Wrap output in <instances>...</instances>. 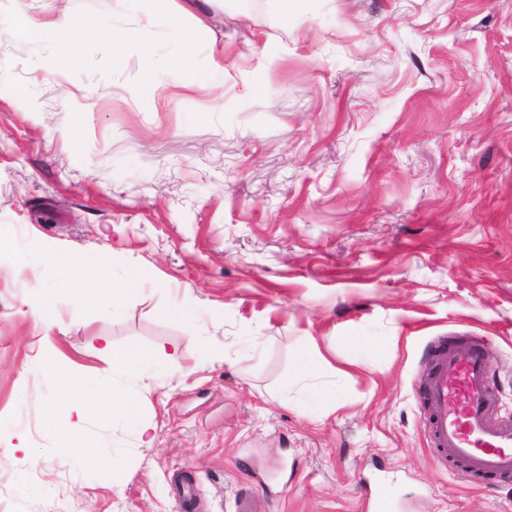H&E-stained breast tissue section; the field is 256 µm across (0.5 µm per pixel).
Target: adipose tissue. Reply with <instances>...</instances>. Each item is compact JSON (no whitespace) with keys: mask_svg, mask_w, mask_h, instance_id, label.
Wrapping results in <instances>:
<instances>
[{"mask_svg":"<svg viewBox=\"0 0 512 512\" xmlns=\"http://www.w3.org/2000/svg\"><path fill=\"white\" fill-rule=\"evenodd\" d=\"M41 29L44 36L54 41L59 53L57 68L68 71L72 68L74 59L79 51L76 37L79 33L95 28L93 21L80 13H66L54 22L39 26L29 19H22L18 24L20 35H28L33 29ZM98 29V28H95ZM100 35H107V28L98 29ZM58 270L64 271L72 286L71 298L75 304H105L120 307L128 292L135 290L146 281L150 272L141 265H132L122 283H114L109 274L102 269H91L83 266L79 259L73 256L59 257L55 263ZM97 351L103 356L111 357V369L116 375H130L137 372L141 366L148 363L151 357L171 360L177 355L176 349L159 348L155 353L144 352L135 345L124 349H114L111 340L102 336L98 339Z\"/></svg>","mask_w":512,"mask_h":512,"instance_id":"1","label":"adipose tissue"}]
</instances>
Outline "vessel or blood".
<instances>
[{
    "mask_svg": "<svg viewBox=\"0 0 512 512\" xmlns=\"http://www.w3.org/2000/svg\"><path fill=\"white\" fill-rule=\"evenodd\" d=\"M421 387L438 460L462 463L473 477L512 475V422L495 414L489 355L479 342H438ZM365 499L372 512H395L393 487L377 484Z\"/></svg>",
    "mask_w": 512,
    "mask_h": 512,
    "instance_id": "1",
    "label": "vessel or blood"
}]
</instances>
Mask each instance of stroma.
Listing matches in <instances>:
<instances>
[{
  "label": "stroma",
  "mask_w": 512,
  "mask_h": 512,
  "mask_svg": "<svg viewBox=\"0 0 512 512\" xmlns=\"http://www.w3.org/2000/svg\"><path fill=\"white\" fill-rule=\"evenodd\" d=\"M174 7L189 40L133 0H0V512H179L186 484L197 512H369L366 480L401 512H512V477L436 461L419 399L426 345L480 338L512 419V0ZM67 11L123 36L121 68L81 34L56 75V43L17 32ZM17 251L153 277L76 308L62 275L8 272ZM40 298L60 327L26 317ZM101 336L178 359L117 381L133 418L51 419L58 372L116 382ZM309 351L322 405L283 390Z\"/></svg>",
  "instance_id": "stroma-1"
}]
</instances>
